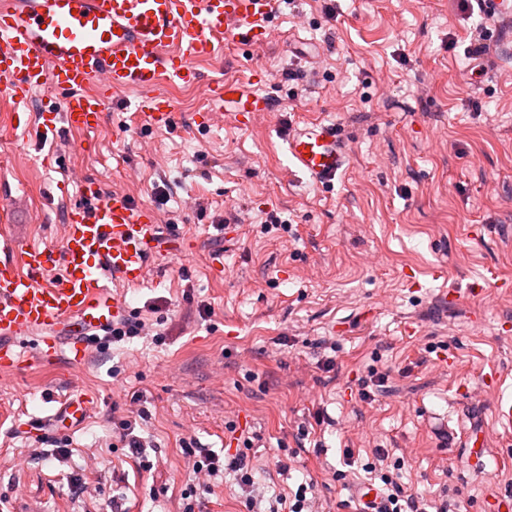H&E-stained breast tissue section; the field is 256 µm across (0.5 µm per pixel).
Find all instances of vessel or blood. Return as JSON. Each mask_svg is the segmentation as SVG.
Here are the masks:
<instances>
[{
    "label": "vessel or blood",
    "mask_w": 512,
    "mask_h": 512,
    "mask_svg": "<svg viewBox=\"0 0 512 512\" xmlns=\"http://www.w3.org/2000/svg\"><path fill=\"white\" fill-rule=\"evenodd\" d=\"M279 0H0V94L21 103L35 91L58 104L41 114L42 131L65 121L72 130L97 127L120 93L143 92V125L174 124L167 88L201 80L197 61L227 37L237 44L268 41ZM496 17L495 40L512 44V0H477ZM209 118L222 113L266 112L270 102L237 81L214 84ZM286 151L292 165L317 183L330 184L346 164L335 125L315 123L291 130ZM84 201L69 208L59 248L0 234V368L19 361L24 337L47 343L51 354L85 352L127 318L126 299L110 276L135 284L161 236L155 212L121 191L102 192L77 178ZM87 395L61 400L54 417L82 424Z\"/></svg>",
    "instance_id": "vessel-or-blood-1"
}]
</instances>
